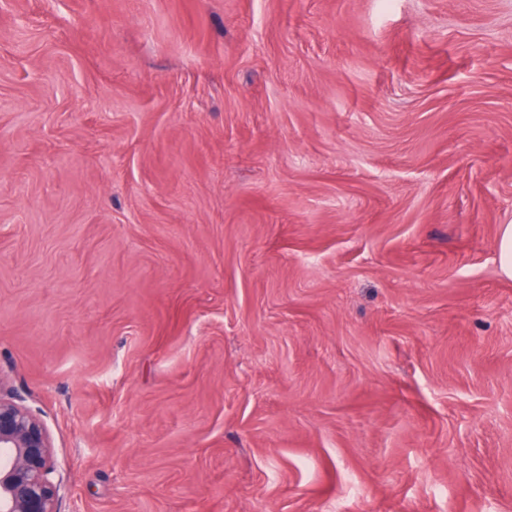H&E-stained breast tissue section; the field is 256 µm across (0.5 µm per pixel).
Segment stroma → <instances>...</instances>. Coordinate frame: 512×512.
<instances>
[{
	"mask_svg": "<svg viewBox=\"0 0 512 512\" xmlns=\"http://www.w3.org/2000/svg\"><path fill=\"white\" fill-rule=\"evenodd\" d=\"M512 0H0V381L59 512H512ZM496 247L502 275L512 278V224L502 225Z\"/></svg>",
	"mask_w": 512,
	"mask_h": 512,
	"instance_id": "obj_1",
	"label": "stroma"
}]
</instances>
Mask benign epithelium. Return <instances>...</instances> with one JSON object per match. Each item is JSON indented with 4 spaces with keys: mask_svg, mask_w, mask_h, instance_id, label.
Masks as SVG:
<instances>
[{
    "mask_svg": "<svg viewBox=\"0 0 512 512\" xmlns=\"http://www.w3.org/2000/svg\"><path fill=\"white\" fill-rule=\"evenodd\" d=\"M62 483L45 422L0 382V512H58Z\"/></svg>",
    "mask_w": 512,
    "mask_h": 512,
    "instance_id": "7a95c632",
    "label": "benign epithelium"
}]
</instances>
